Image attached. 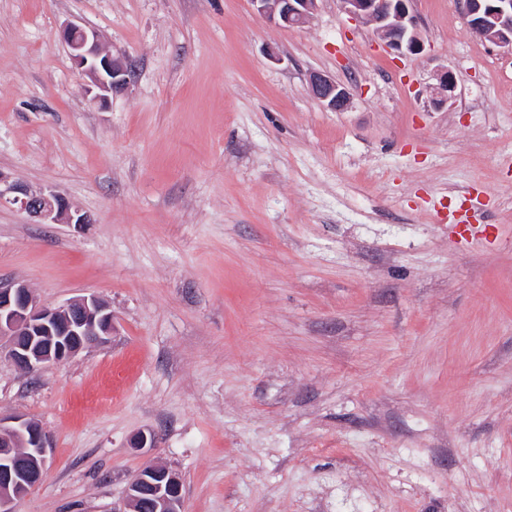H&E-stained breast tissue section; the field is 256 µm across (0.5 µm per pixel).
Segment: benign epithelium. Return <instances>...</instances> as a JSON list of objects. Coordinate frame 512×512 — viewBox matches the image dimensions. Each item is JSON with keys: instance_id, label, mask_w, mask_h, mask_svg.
Segmentation results:
<instances>
[{"instance_id": "7a95c632", "label": "benign epithelium", "mask_w": 512, "mask_h": 512, "mask_svg": "<svg viewBox=\"0 0 512 512\" xmlns=\"http://www.w3.org/2000/svg\"><path fill=\"white\" fill-rule=\"evenodd\" d=\"M256 12L283 27L305 24L316 10L317 0H251ZM346 13L374 26L377 36L401 55L424 50L411 12V0H340ZM469 28L495 45L512 47V0H462ZM61 39L70 48L74 65L90 79L88 92L105 107L112 94L129 84L131 66L102 51L97 36L69 25ZM456 84L448 70L438 75L434 100L442 105L451 100ZM312 95L327 108L343 111L351 103L349 89L320 72L309 75ZM0 201L19 206L35 224H90L89 215L72 208L62 194L34 192L19 183H5L0 173ZM112 335V311L100 298L91 295L50 307L38 302L22 282L0 284V355L24 372L62 363L80 351L103 343ZM32 449L39 459L51 448L46 432L36 423L13 418L3 426L0 418V512H15L14 503L25 497L41 481L43 469L26 468L16 462L13 448ZM150 488L160 512H183L181 481L178 474L162 464L141 469L126 489L123 512H136L143 488Z\"/></svg>"}]
</instances>
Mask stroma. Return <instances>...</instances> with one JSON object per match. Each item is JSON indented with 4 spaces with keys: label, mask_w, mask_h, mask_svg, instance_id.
I'll return each instance as SVG.
<instances>
[{
    "label": "stroma",
    "mask_w": 512,
    "mask_h": 512,
    "mask_svg": "<svg viewBox=\"0 0 512 512\" xmlns=\"http://www.w3.org/2000/svg\"><path fill=\"white\" fill-rule=\"evenodd\" d=\"M411 11L401 56L339 0L294 28L251 0H0V173L92 218L0 204V282L112 309L62 364L0 358V418L51 441L16 512H118L153 463L184 512H512V50L459 0ZM70 23L132 66L108 106ZM463 200L493 243L453 233ZM309 88L312 95L328 109L343 111L351 103L352 97L349 89L320 72L310 73Z\"/></svg>",
    "instance_id": "stroma-1"
}]
</instances>
